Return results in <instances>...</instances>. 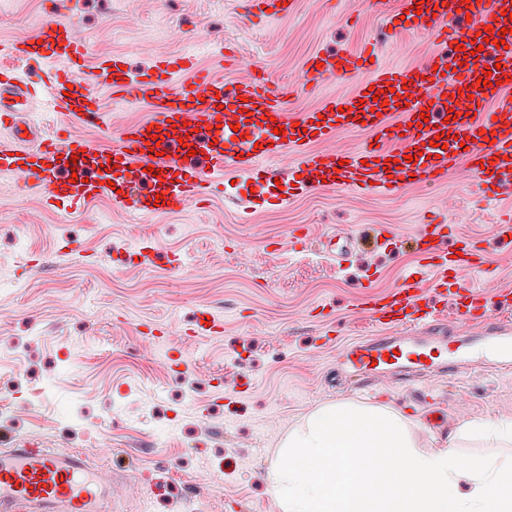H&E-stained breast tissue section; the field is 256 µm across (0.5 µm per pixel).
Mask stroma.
<instances>
[{
  "label": "stroma",
  "instance_id": "obj_1",
  "mask_svg": "<svg viewBox=\"0 0 512 512\" xmlns=\"http://www.w3.org/2000/svg\"><path fill=\"white\" fill-rule=\"evenodd\" d=\"M389 11L371 0H298L293 14L260 20L244 16L240 0H0V41L53 16L88 46L89 61L118 56L142 72L160 56L190 55L222 79L262 70L297 86L290 104L301 112L345 89L333 80L299 89L309 53L372 39L381 63L405 67L435 49L425 32L392 36ZM98 98L108 126L83 134L108 149L147 110L122 106L104 87ZM278 194L277 185L241 174L182 213L135 223L108 196L62 217L44 194L0 175V387L8 395L0 447L83 453L117 475L112 512H182L193 495L198 512H280L271 465L288 431L325 404H383L435 445L458 432L466 461L492 453L511 460L512 446L497 450L458 428L512 415V373L478 365L446 375L432 413L414 388L361 393L336 381L338 348L377 331L359 313L364 291H392L415 271L424 285L433 282L406 245L432 214L447 216L453 241L483 249L489 272L473 274L471 285L493 298L512 289V238L491 229L498 205L460 171L392 196L320 189L246 213L255 196ZM298 226L307 231L300 246L292 243ZM358 231L363 239L343 265L321 253L328 233ZM72 242L82 257L66 256ZM151 244L183 254L182 268L117 263L119 252ZM200 307L222 319V334L161 342L141 334L146 321L192 322ZM79 417L96 425L95 445L76 430Z\"/></svg>",
  "mask_w": 512,
  "mask_h": 512
}]
</instances>
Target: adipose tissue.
<instances>
[{
    "label": "adipose tissue",
    "instance_id": "ef3b65f1",
    "mask_svg": "<svg viewBox=\"0 0 512 512\" xmlns=\"http://www.w3.org/2000/svg\"><path fill=\"white\" fill-rule=\"evenodd\" d=\"M281 512H512V464L461 465L452 444L422 448L391 409L313 410L291 429L270 471Z\"/></svg>",
    "mask_w": 512,
    "mask_h": 512
}]
</instances>
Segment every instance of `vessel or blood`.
<instances>
[{"mask_svg": "<svg viewBox=\"0 0 512 512\" xmlns=\"http://www.w3.org/2000/svg\"><path fill=\"white\" fill-rule=\"evenodd\" d=\"M296 0H244L250 17L280 18ZM394 32L424 31L436 50L428 61L410 67L374 62L375 50L315 52L302 65L300 83L316 89L330 78L351 81L349 90L325 98L318 109L292 112L289 91L259 74L226 82L197 68L193 57L160 58L154 71L132 74L122 60L104 57L88 67V50L64 22L45 21L35 34L0 43V56L45 65L39 80L47 104L75 123L98 127L105 118L94 90L111 89L120 103L147 108L146 117L121 130L116 144L102 149L62 128L41 134L28 120L33 94L0 70V173L33 184L63 208L80 210L111 193L116 207L134 221L177 213L198 202L215 173L242 174L286 155L294 156L308 192L336 186L357 193L400 191L418 182L446 183L466 167L489 203L512 196V0H396L389 15ZM493 27L494 39L481 52L464 56L455 40L474 41ZM505 39L496 47V39ZM491 70L492 86L479 84ZM187 82H179V73ZM382 100H375L374 91ZM283 133H275V126ZM157 127L159 141L148 136ZM368 132L363 148L331 149L341 134ZM494 141H486V133ZM194 154L183 157L180 143ZM397 160L395 169L382 162ZM166 205H156L157 195ZM418 254L433 271L432 291L405 282L394 292L370 297L361 313L378 331L344 350L347 365L365 375L422 368L441 372L477 361L497 371L512 370V321L495 319L496 306L473 291L472 274L482 272L480 250L466 244L452 258L448 224L433 222L422 231ZM454 302L463 330L447 340L440 307ZM223 324L197 310L193 325L161 329L148 325L146 336L221 334ZM112 481L93 473L75 451H45L28 445L0 448V512H103Z\"/></svg>", "mask_w": 512, "mask_h": 512, "instance_id": "obj_1", "label": "vessel or blood"}]
</instances>
